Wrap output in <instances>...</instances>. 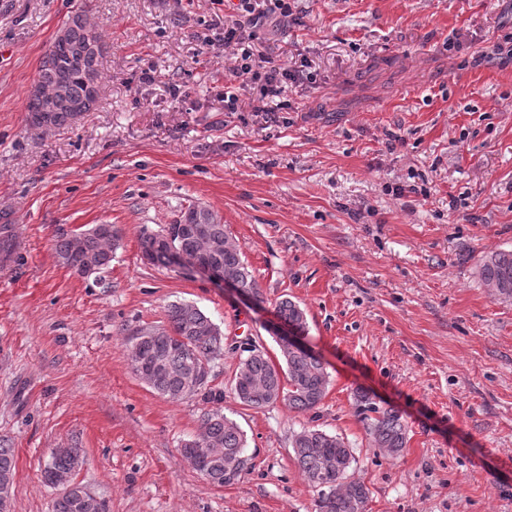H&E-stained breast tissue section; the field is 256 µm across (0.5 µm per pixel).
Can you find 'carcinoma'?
Instances as JSON below:
<instances>
[{
    "label": "carcinoma",
    "mask_w": 512,
    "mask_h": 512,
    "mask_svg": "<svg viewBox=\"0 0 512 512\" xmlns=\"http://www.w3.org/2000/svg\"><path fill=\"white\" fill-rule=\"evenodd\" d=\"M106 52L102 34L85 12L71 14L58 29L40 65L28 103L31 124L50 132L95 111ZM191 214L195 223L207 226L210 239L222 244L213 262L224 269V275L233 279L241 293L262 301L242 248L228 244L231 235L221 217L206 206L191 210ZM80 242L83 254L102 263L105 270L120 247V236L116 230L103 234L94 224L83 230ZM140 248L152 253V264L171 265L169 252L155 247L154 232H142ZM14 252L13 225L0 224V256L8 258ZM478 274L494 297L512 301V249L484 257ZM275 312L280 322L298 335L305 333V312L296 302L283 299L276 304ZM277 344L279 357L275 359L254 347L240 360L232 380L234 395L253 409L278 401L298 412L318 409L330 385L321 356L281 338ZM223 355L224 337L219 327L198 307L181 302L168 305L167 324L139 331L129 352L133 373L159 395L171 400L200 397L205 405L200 431L182 445L181 455L217 486L241 480L249 468V461L245 460L234 475L225 471L229 460L245 456V438L237 423L217 407L224 400V392L209 384L211 362ZM355 400L373 447L390 455L402 452L409 430L400 411L379 405L364 391L357 392ZM292 445L304 479L319 492L318 512H366L369 488L352 473L354 457L344 438L303 428L294 435ZM83 464V450L75 446L52 453L45 463L44 482L60 491L53 512H107L106 501L76 480ZM15 474L14 448L8 440L0 439V487L13 491Z\"/></svg>",
    "instance_id": "obj_1"
}]
</instances>
